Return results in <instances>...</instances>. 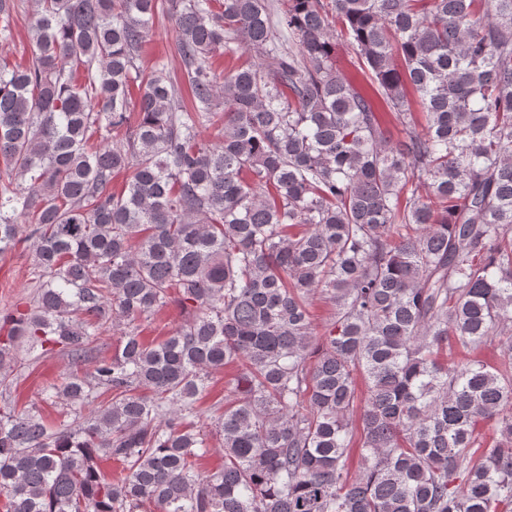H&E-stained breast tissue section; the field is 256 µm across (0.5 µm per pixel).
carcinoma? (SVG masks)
<instances>
[{"label":"carcinoma","mask_w":512,"mask_h":512,"mask_svg":"<svg viewBox=\"0 0 512 512\" xmlns=\"http://www.w3.org/2000/svg\"><path fill=\"white\" fill-rule=\"evenodd\" d=\"M213 2L33 0L30 63H0V255L26 245L36 288L0 339L6 512H512V0ZM160 13L189 107L139 65ZM171 303L183 322L144 344ZM490 345L500 368L438 359ZM21 346L70 361L56 429L6 400ZM234 363L202 471L196 403ZM336 66L346 78L361 89L363 93L372 98L374 106L382 118L383 125L390 131L392 139L396 140L399 138L394 127L395 121L387 109L382 106L367 70L359 65L354 54L344 45H340L337 50Z\"/></svg>","instance_id":"1"}]
</instances>
